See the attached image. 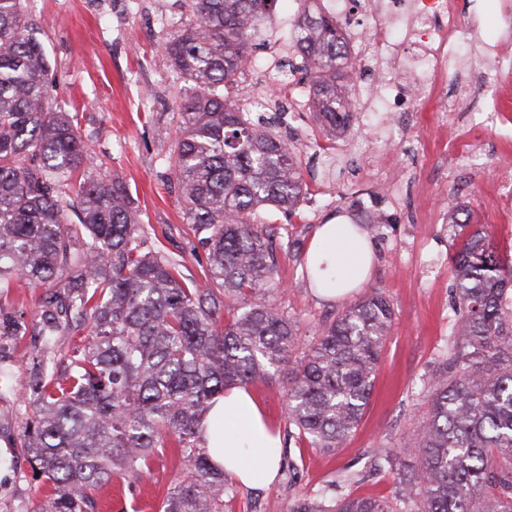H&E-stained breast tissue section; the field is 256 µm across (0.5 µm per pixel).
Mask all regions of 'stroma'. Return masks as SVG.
Listing matches in <instances>:
<instances>
[{"label":"stroma","mask_w":512,"mask_h":512,"mask_svg":"<svg viewBox=\"0 0 512 512\" xmlns=\"http://www.w3.org/2000/svg\"><path fill=\"white\" fill-rule=\"evenodd\" d=\"M455 2L458 54L454 63L440 62L434 93L457 99L460 110L423 106L404 144L386 140L376 112L355 113L348 130L333 140L307 109L278 128L302 161L309 192L295 214L263 215L277 229L283 290L275 305L294 321L304 344L346 308V301L315 293L304 265L315 229L343 214L361 225L375 251L373 275L356 295L384 291L393 301L394 321L364 417L345 448L328 454L289 436L287 375L253 384L284 435V460L298 469L293 475L280 471L265 487H237L225 498L224 512H287L292 496L315 494L344 474L358 478L348 493L395 500L394 470L373 469L371 462L406 447L409 429L428 410V381L448 352L455 282L448 256L455 242L446 197L468 206L501 250L512 247V210L499 199L502 187H512V75L491 94L481 81L492 66L487 47L512 56V0ZM22 8L53 63L56 99L79 114L89 145L87 167L119 177L140 208L148 246L177 259L185 280H202L205 251L194 225L183 218L169 174L175 116L187 84L158 43L161 19L176 12V0H22ZM371 137L379 140L377 156L358 154L357 141ZM468 147L483 153L480 166L459 161V151ZM370 195L388 213L387 222L363 223L356 203ZM46 300L45 289L23 280L0 293V309L22 313L29 324L27 335L0 338V360L11 374L0 383V512H32L46 495L18 440L25 411L21 385L40 346ZM181 469L178 449L161 450L150 478L118 473L99 488L96 512H153Z\"/></svg>","instance_id":"obj_1"}]
</instances>
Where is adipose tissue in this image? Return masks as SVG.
I'll return each mask as SVG.
<instances>
[{
	"label": "adipose tissue",
	"mask_w": 512,
	"mask_h": 512,
	"mask_svg": "<svg viewBox=\"0 0 512 512\" xmlns=\"http://www.w3.org/2000/svg\"><path fill=\"white\" fill-rule=\"evenodd\" d=\"M306 262L328 282L321 296L342 300L370 279L373 249L354 225L334 218L317 228ZM201 438L211 462L243 485L266 486L276 479L280 434L249 389L225 391L204 422Z\"/></svg>",
	"instance_id": "obj_1"
}]
</instances>
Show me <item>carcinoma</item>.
I'll use <instances>...</instances> for the list:
<instances>
[{"mask_svg":"<svg viewBox=\"0 0 512 512\" xmlns=\"http://www.w3.org/2000/svg\"><path fill=\"white\" fill-rule=\"evenodd\" d=\"M163 53L188 83L177 112L170 176L184 219L204 234L206 282L144 247L140 214L116 177L85 167L78 113L52 94L53 66L21 0H0V289L17 280L63 289L43 310L42 354L27 380L20 447L49 490L32 512H91L92 492L117 472L142 479L159 449L180 450L159 512H223L234 492L198 428L231 387L273 380L293 363L288 418L295 437L334 451L358 428L393 324L376 290L346 307L305 347L292 319L266 298L280 291L263 209L292 213L308 184L276 118L252 119L230 96L261 27L280 0H177ZM291 42L316 121L344 131L355 87L336 81L357 63L345 22L315 0ZM456 272L448 356L428 383L427 416L409 431L418 459L390 451L405 512H512V256L498 252L470 210L454 207ZM87 339L52 356L57 337ZM331 483L293 497L288 512H396Z\"/></svg>","mask_w":512,"mask_h":512,"instance_id":"obj_1","label":"carcinoma"}]
</instances>
